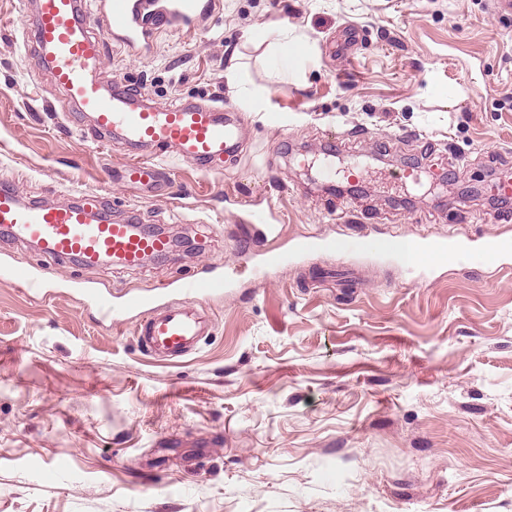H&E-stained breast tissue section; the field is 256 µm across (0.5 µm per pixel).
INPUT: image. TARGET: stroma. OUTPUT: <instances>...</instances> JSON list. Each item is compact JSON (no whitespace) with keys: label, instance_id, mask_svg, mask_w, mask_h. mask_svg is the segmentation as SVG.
I'll list each match as a JSON object with an SVG mask.
<instances>
[{"label":"stroma","instance_id":"1","mask_svg":"<svg viewBox=\"0 0 512 512\" xmlns=\"http://www.w3.org/2000/svg\"><path fill=\"white\" fill-rule=\"evenodd\" d=\"M32 0H0V177L54 202L96 193L185 237L171 259L124 269L55 262L49 300L2 277L46 264L0 237V512H512V12L497 0H222L146 56L108 44L105 80L154 104L222 106L241 148L207 170L170 158L154 191L122 184L105 149L24 46ZM365 32L348 55L334 46ZM286 31L277 43L273 33ZM239 89L228 87V69ZM279 113L271 123L270 113ZM368 163L363 193L304 173L327 134ZM419 165V185L394 181ZM272 204L280 246L304 235L451 238L412 270L388 254L317 252L265 280L231 226ZM508 243L485 257L489 242ZM217 270L209 336L182 360L138 345L79 304Z\"/></svg>","mask_w":512,"mask_h":512}]
</instances>
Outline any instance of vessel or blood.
I'll return each instance as SVG.
<instances>
[{
	"instance_id": "vessel-or-blood-1",
	"label": "vessel or blood",
	"mask_w": 512,
	"mask_h": 512,
	"mask_svg": "<svg viewBox=\"0 0 512 512\" xmlns=\"http://www.w3.org/2000/svg\"><path fill=\"white\" fill-rule=\"evenodd\" d=\"M218 4L219 0H100L99 26L94 29L88 21L87 0H35L25 36L27 54L35 67L49 72L76 114L92 116L101 146H111L117 140L141 150V157L124 164L121 177L125 182L152 189L164 178L163 158L172 156L203 168L236 152L242 140V122L237 114L221 113L213 105L182 101L159 107L150 103L142 89L121 82L103 83L99 77L105 57L101 32L145 53L153 45L156 30H191L211 17ZM0 229L36 243L51 262L77 255L93 265L109 256L119 265L136 267L146 257L170 249L165 236L142 234L131 219L112 221L107 209L87 195L66 204L27 201L16 183L5 177L0 178ZM341 249L339 241L306 236L288 249L270 246L254 262L252 271L256 278L264 279L293 259ZM384 249L410 267L422 264L430 255L448 256V245L442 241H388ZM6 274L13 282L45 295L56 271L51 263L37 274L14 265ZM230 285L229 277L213 270L175 287L159 288L151 295L128 292L117 302L94 288L80 285L76 292L99 320L118 325L129 314L141 315V346L149 355L173 360L189 354L200 337L209 333L200 301L223 294Z\"/></svg>"
}]
</instances>
